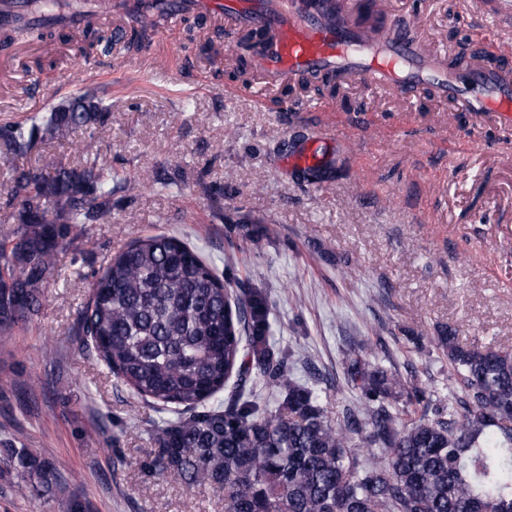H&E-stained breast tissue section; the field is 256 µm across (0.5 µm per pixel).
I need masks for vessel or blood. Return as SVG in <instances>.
Segmentation results:
<instances>
[{
    "label": "vessel or blood",
    "instance_id": "vessel-or-blood-1",
    "mask_svg": "<svg viewBox=\"0 0 512 512\" xmlns=\"http://www.w3.org/2000/svg\"><path fill=\"white\" fill-rule=\"evenodd\" d=\"M360 0H113L116 32L142 14L175 18L198 13L250 27L263 41L253 59L266 85L311 77L335 79L344 89L360 83L399 98L431 94L470 117L479 135L486 121L512 131V56L496 64L464 56L460 74L448 56L394 19L361 18ZM31 0H0V22L28 18Z\"/></svg>",
    "mask_w": 512,
    "mask_h": 512
}]
</instances>
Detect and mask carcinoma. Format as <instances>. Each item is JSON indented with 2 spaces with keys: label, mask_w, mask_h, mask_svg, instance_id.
<instances>
[{
  "label": "carcinoma",
  "mask_w": 512,
  "mask_h": 512,
  "mask_svg": "<svg viewBox=\"0 0 512 512\" xmlns=\"http://www.w3.org/2000/svg\"><path fill=\"white\" fill-rule=\"evenodd\" d=\"M77 52L108 56L112 32L88 22ZM112 111L86 91L24 122L0 125L4 157L66 142ZM53 156L43 172L14 170L20 200L11 245L0 246V335L35 315L78 224L112 219V173ZM270 306L183 241L132 242L92 285L78 321L86 346L166 417L149 471L224 490L225 512H512V350L434 341L448 361V406L388 371L378 357L344 356L356 403L331 420L319 394L288 374L290 353L269 341ZM222 404L211 400L231 379ZM261 385L274 403L260 401ZM22 491L42 496L51 465L15 455Z\"/></svg>",
  "instance_id": "1"
}]
</instances>
